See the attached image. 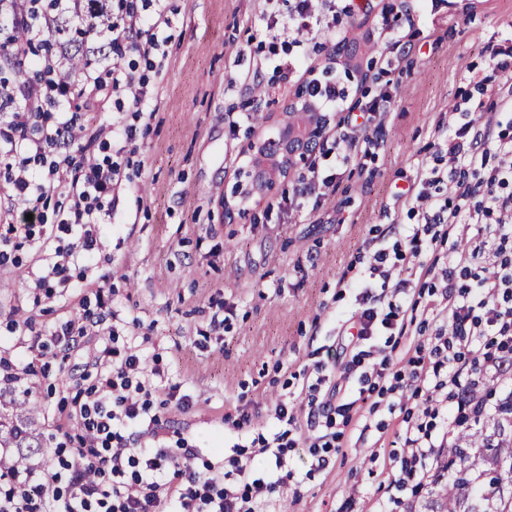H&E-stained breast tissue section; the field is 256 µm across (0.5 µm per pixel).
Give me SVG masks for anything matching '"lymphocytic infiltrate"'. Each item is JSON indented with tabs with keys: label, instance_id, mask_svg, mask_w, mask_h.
I'll list each match as a JSON object with an SVG mask.
<instances>
[{
	"label": "lymphocytic infiltrate",
	"instance_id": "obj_1",
	"mask_svg": "<svg viewBox=\"0 0 512 512\" xmlns=\"http://www.w3.org/2000/svg\"><path fill=\"white\" fill-rule=\"evenodd\" d=\"M441 5V0H395L401 23L387 29L377 49L381 70L400 68L412 50L410 31L429 26ZM286 6V14L264 11L256 19L258 32L267 39L263 65L282 83L307 74L313 101L323 112L343 113L349 127L334 146L320 148L292 195L276 204L277 209L297 211L329 196L336 188L337 168L373 146L368 128L392 95L382 85L372 98L351 104L348 88L328 78L335 58L317 66L310 59L315 40L341 42L358 27L361 6L356 0H287ZM116 8L112 28L104 35L112 54L97 67L61 81L54 77L57 58L49 54L38 61L39 80L19 90L0 85V98L15 103L0 114V155L9 159L0 177L9 198L43 224L50 220L44 212L48 194H64L65 203L51 220L74 233L67 244L57 246L43 237L52 250L36 278L42 288L67 282L70 263L91 260L98 251L101 241L93 228L117 209L125 171L136 152L133 128L102 123L95 131L99 152L88 154L74 134L77 118L68 110L70 100L107 90L117 106L144 111L149 80L124 58L130 53L159 55L168 42V0H116ZM475 89L491 96L489 107L475 114L453 105L432 160H421L417 167L419 190L402 192L417 218L405 242L389 247L375 243L364 276L350 283L362 309L349 360L337 368L332 388H325L322 375L309 387L307 424L314 435L308 448L322 467L330 449L340 445L338 421L348 420L357 403L375 394L422 397L418 412L406 415L399 433L404 452L389 482L398 493L427 481L443 449L455 445L463 415L485 411L488 378L512 370V91L496 94L483 80ZM51 105L56 108L53 124L39 126ZM451 224L460 228L452 242L446 239ZM474 224L487 226L484 238L469 237ZM441 242L448 245L446 266L421 265V256ZM417 268L441 282L448 324L417 345L408 374L393 376L392 359L381 341L394 336L399 326ZM96 305L55 332L60 346L73 348L90 329L106 322L112 310L105 289H97ZM94 365L92 398L74 414L78 446L58 448L56 471L18 476L14 487L0 492V512H159L164 505L172 512H256L257 496L274 491L275 482L262 476L231 486L223 476L201 474L193 467L197 451L186 443L172 477H165V452L142 443L144 437H157L160 418L152 412V380L140 356L130 352L120 358L106 347ZM275 417L278 432L236 445L228 460L236 475L248 471L242 462L245 453L279 460L297 446L296 418L286 402H277Z\"/></svg>",
	"mask_w": 512,
	"mask_h": 512
}]
</instances>
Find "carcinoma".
<instances>
[{"label": "carcinoma", "instance_id": "cac0c4a2", "mask_svg": "<svg viewBox=\"0 0 512 512\" xmlns=\"http://www.w3.org/2000/svg\"><path fill=\"white\" fill-rule=\"evenodd\" d=\"M53 7L54 0H0V16H24V24L13 30V36L26 40L43 26ZM85 8L97 14L98 28L107 30L112 27L111 0H93ZM80 13L78 4L67 16L55 13L49 42L37 43L31 48L33 56L42 51H52L59 56L60 68L56 77L60 80L87 68L94 61V55L88 50L89 39L94 33L82 27L78 19ZM6 70L11 78L0 77V83L17 88L30 84L37 74L34 62L0 51V74ZM4 405L10 406L14 415L8 420L0 419V447L15 448L17 454H0V469L12 473L27 463L29 456L24 450L39 447L43 439L35 429L36 406L15 397L0 399V407ZM485 424L493 428V433L499 437L498 443L475 448L466 443L469 434L460 433L456 446L448 449L446 461L438 467L437 478H444L449 471L453 475L442 485L436 512H512V492L504 494V482L512 480V400L500 403L495 415L485 420Z\"/></svg>", "mask_w": 512, "mask_h": 512}]
</instances>
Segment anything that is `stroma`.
I'll return each mask as SVG.
<instances>
[{
    "mask_svg": "<svg viewBox=\"0 0 512 512\" xmlns=\"http://www.w3.org/2000/svg\"><path fill=\"white\" fill-rule=\"evenodd\" d=\"M177 9L163 73L154 80L147 112L117 111L115 104L82 103L80 119L95 116L137 128V151L127 169L128 188L101 225L102 245L91 261L70 269L67 288L47 294L34 274L36 245L15 248V263L0 269V356L34 364L31 398L45 441L33 453L36 469L53 468L63 440L64 404L94 382L92 356L105 346L133 350L156 369L152 399L164 426L155 446L178 456L180 439L197 448L196 469L223 467L225 418L248 414L253 433L277 428L274 407L286 401L306 420L315 365L341 363L338 321L358 310L354 292L339 287L355 276L369 241L393 244L411 218L395 196L414 184L416 161L432 156L438 127L448 121L470 78L489 75L482 48L512 24V0H476L463 9L451 0L432 25L433 52L412 55L393 73L394 96L378 142L364 166L342 168L336 190L313 212L265 218L268 199L251 202L244 215L226 219L221 204L247 161L242 151L271 134L283 117L287 92L257 93L270 72H256L255 56H237L255 32L263 0H172ZM261 112L252 126L229 128V110ZM106 283L115 313L111 329H96L64 354L51 333L81 308H94V286ZM224 320L211 325L212 317ZM24 325L22 332L12 322ZM443 317L407 323L395 339V368L407 371L415 347ZM401 411L367 402L355 409L342 450L326 467L305 447L283 462L252 461L255 473L280 478L257 500V512H429L432 483L389 504V457L398 445Z\"/></svg>",
    "mask_w": 512,
    "mask_h": 512,
    "instance_id": "obj_1",
    "label": "stroma"
}]
</instances>
